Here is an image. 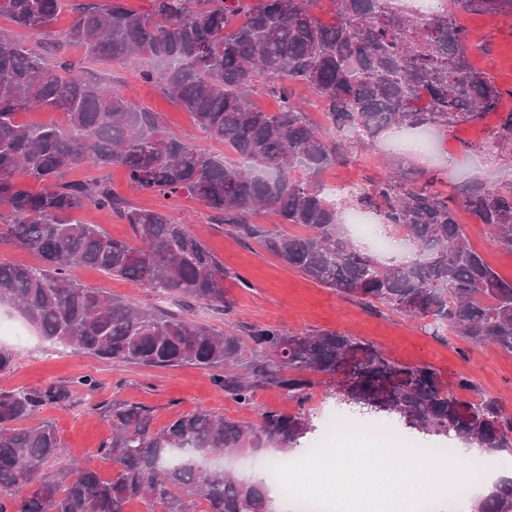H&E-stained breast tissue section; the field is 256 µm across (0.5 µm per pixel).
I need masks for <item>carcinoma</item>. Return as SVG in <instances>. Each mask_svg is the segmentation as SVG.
Returning a JSON list of instances; mask_svg holds the SVG:
<instances>
[{
	"label": "carcinoma",
	"instance_id": "obj_1",
	"mask_svg": "<svg viewBox=\"0 0 512 512\" xmlns=\"http://www.w3.org/2000/svg\"><path fill=\"white\" fill-rule=\"evenodd\" d=\"M152 13L124 0H87L60 35L87 62L130 65L189 112L224 158L198 151L166 131L157 113L135 105L101 79L75 78L77 62L53 65L14 33L0 30V241L31 251L41 264L0 262V302L17 306L43 336L116 367L192 365L214 386L248 407L260 387L296 402L294 413L266 409L251 424L206 410L153 426L152 412L114 402L105 409L111 435L101 454L115 474L104 477L77 461L41 476L63 446L53 424L26 426L44 403L70 389L0 392V512H125L140 500L157 512H273L264 481L241 480L199 460L226 452L271 448L286 453L312 431L306 404L319 385L332 386L343 360L358 371L342 400H381L386 417L428 436L512 448V415L495 398L476 396L474 381L444 382L428 364L391 359L370 342L337 330L292 334L256 325L248 341L188 314L139 306L73 280L90 265L144 284L185 304L230 310L224 281L245 279L164 209H136L104 181L63 183L71 167H122L130 185L165 197L185 191L236 232L262 244L309 278L361 303L418 319L434 335L448 332L474 345L512 353V279L503 278L467 243L463 206L512 251V179L457 186L459 199L435 188L438 174L399 165L353 203L376 213L389 234L411 245L388 264L356 247L344 232L346 201L329 195L325 175L340 158L331 132L351 124L372 143L392 129L432 128L442 135L483 121L500 109L502 90L470 57L471 34L461 13H512V0H446L432 12L396 0H336L337 19L324 23L316 0H152ZM66 0H0V18L15 29L49 33ZM318 97L329 129L312 122L288 83ZM274 94L278 111L249 101ZM30 108L66 114L65 126L28 124ZM40 184L36 191L28 182ZM93 204L116 212L132 239L70 219ZM268 211L301 234L254 224ZM468 512H512V478H502Z\"/></svg>",
	"mask_w": 512,
	"mask_h": 512
}]
</instances>
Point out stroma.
Instances as JSON below:
<instances>
[{"label": "stroma", "mask_w": 512, "mask_h": 512, "mask_svg": "<svg viewBox=\"0 0 512 512\" xmlns=\"http://www.w3.org/2000/svg\"><path fill=\"white\" fill-rule=\"evenodd\" d=\"M461 22L472 35L470 56L474 65L489 74L500 88L508 90L503 108L511 110L512 16L468 14ZM68 54L79 63L78 75L111 81L128 99L158 112L168 131L200 151L223 154V143L199 129L189 114L165 97L156 85L138 81L130 69L116 64L84 62L81 49H69ZM483 126L485 135L479 140L475 139L470 125L456 127L447 136L450 148L441 158L389 150L383 137L368 147L348 130L337 137L344 160L327 177L333 181L337 196L346 199L361 195L370 181L379 179L387 160L437 171L441 177L438 188L448 195L454 194L457 184L469 177H480L491 183L512 177V133L502 129L495 114L488 116ZM64 178L68 181L102 178L131 206L167 208L226 268L240 274V281L225 284L234 303L232 312L195 306L190 314L196 321L235 331L241 337L247 336L255 325L276 326L294 333L337 330L373 343L396 361L428 364L448 378L457 374L469 376L476 382L479 394L500 399L512 412V353L484 345L475 347L456 336L436 337L421 323L386 307L371 311L356 300L342 298L333 289L288 266L259 243L238 237L229 225L219 223L208 208L187 193L166 198L135 189L119 167L102 170L81 166L67 171ZM459 219L474 248L501 276L512 279V251L492 243L484 226L475 223L468 213H460ZM71 275L81 283L104 289L134 304L149 303L168 310L175 307L173 298L155 296L149 289L108 276L92 266L73 267ZM0 321L15 324L24 331L22 340L0 339V346L16 355L10 372L0 374V391L51 386L70 390L68 400L47 404L32 417L36 424L54 423L59 432L64 450L51 465L55 471L66 467L71 456L77 455L90 460L102 475H112L111 461L101 454L110 433L101 410L115 401L150 408L157 428L166 425L176 414L199 409L254 424L259 423L264 410L295 409L294 403L283 394L269 388L256 392L252 406L241 407L213 385L208 371L193 366H112L90 354L45 340L16 308H0ZM83 376L94 379V391L75 387V380Z\"/></svg>", "instance_id": "stroma-1"}]
</instances>
